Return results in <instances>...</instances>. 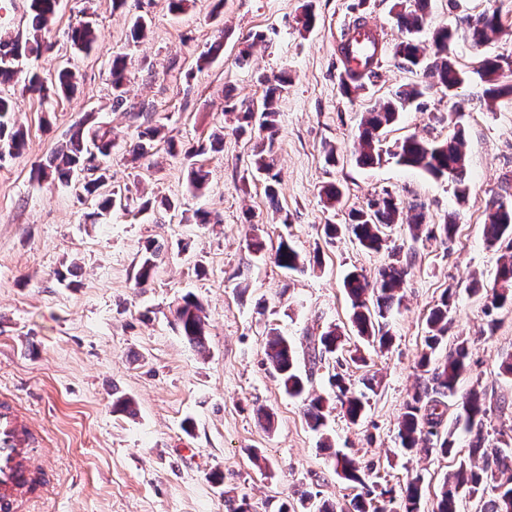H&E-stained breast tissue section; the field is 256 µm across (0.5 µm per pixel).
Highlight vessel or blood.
I'll return each mask as SVG.
<instances>
[{
  "label": "vessel or blood",
  "mask_w": 512,
  "mask_h": 512,
  "mask_svg": "<svg viewBox=\"0 0 512 512\" xmlns=\"http://www.w3.org/2000/svg\"><path fill=\"white\" fill-rule=\"evenodd\" d=\"M376 32L372 26L367 35L348 38L350 56H382L384 48ZM42 445L32 418L12 397L0 394V512H27L52 487L53 473L39 452Z\"/></svg>",
  "instance_id": "obj_1"
}]
</instances>
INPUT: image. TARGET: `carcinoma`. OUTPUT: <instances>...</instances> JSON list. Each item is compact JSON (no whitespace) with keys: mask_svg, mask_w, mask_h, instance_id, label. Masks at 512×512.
I'll return each instance as SVG.
<instances>
[{"mask_svg":"<svg viewBox=\"0 0 512 512\" xmlns=\"http://www.w3.org/2000/svg\"><path fill=\"white\" fill-rule=\"evenodd\" d=\"M60 0H31L30 19L33 30L32 39L23 43L9 39H0V86L19 89V93L37 95L45 101L59 94H68L75 90L77 78L68 68H61L54 77L47 79L38 72H29L20 77L14 70L15 58L22 54L41 57L43 52L51 49L39 39V33L47 29L53 22L59 8ZM427 0H419V9L403 11L396 14V23L404 39L395 46L394 57L400 60L402 67L410 68L423 59L428 74L437 85L453 95V89L470 79V75L454 65L450 58V47L455 38V31L441 27L433 33L431 44L427 45L420 39L425 26ZM501 29L499 15L494 11L485 12L483 23L473 28L468 39L472 46L481 49L489 41L490 36ZM71 46L80 52H89L99 46L96 27L83 22L71 31ZM480 82L487 85L485 94L492 98L512 97V82L503 81V68L500 57L486 56L481 60L480 69L476 71ZM112 86V108L117 110L125 105V85L127 81L126 57L115 56L109 71ZM377 77L373 61H368L362 70L346 69L341 77V90L350 96L365 85V80ZM288 86V74L281 72L274 80L267 82L263 98L257 108L248 104L240 110L241 122L235 131L243 135L255 132L259 142L255 146L253 165L259 174H267L270 164L267 155L273 150L278 133L277 102ZM427 90L423 84H412L394 94V97L380 102L364 113L359 128V151L357 163L370 166L382 160V136L385 130L394 124L401 111L408 105L422 98ZM14 94H0V162L8 157L18 155L25 146L24 134L16 126L14 119ZM75 131L64 148L52 155L48 164L35 170L37 178L55 176L69 184L85 171L86 162L91 157L99 160L112 155L114 138L110 129L102 126L85 127V122L78 121ZM164 126H139L136 130V141L132 145V154L136 159H147L151 156V143L160 137ZM223 136L216 134L210 144L197 143L186 149L183 156L189 160V180L195 192L200 193L207 187L208 172L203 166L196 165L192 159L205 155L208 149L221 144ZM393 157L405 166L420 169L434 178H449L455 183L458 197L466 196L468 186L465 182L466 156L464 151V132L455 130L442 141H425L409 136L397 143ZM111 176L109 170L102 166L95 167V172L83 179L82 188L89 195L98 194L101 187L108 184ZM380 209L374 216H366L358 210L351 214L350 223L343 226L325 225V234L335 237L345 230L351 233L358 244L369 251H380L385 245L384 229L397 223L403 209L414 212L413 223L423 221V205L411 203L403 206V202L389 192L379 195ZM127 209L122 203L120 191L112 189L99 194L97 208L88 215L92 221L112 212L114 208ZM502 239L512 240V205L504 202L498 204L488 216L487 241L493 246ZM159 248L152 242H146L138 260L135 281L140 287L153 280L155 275ZM276 264L289 271H299L304 266L300 254L287 241L279 242L275 250ZM412 257L403 261L389 263L378 272L374 283L356 271L346 275L343 287L352 305V323L363 339L381 348L391 340L386 330L385 319L394 304L400 303V290L408 269L411 268ZM512 306V254L502 257L495 285L486 309H501ZM175 321L182 336L196 347L204 346L206 321L202 305L196 296L186 294L174 312ZM453 324L451 306L448 296H443L428 318V335L425 336L427 351L419 359V368L423 374V382L415 390L411 399L405 404L398 427V438L402 449L406 452L422 450L426 453L435 451L443 457L456 454L454 442L439 436L438 428L442 425L447 411V399L457 393L460 378L467 372L469 364L468 340L460 339L448 349V355L442 361L433 357V353L444 342L448 329ZM345 336L338 329L327 331L320 338L321 347L313 349L311 363L317 364L328 354H332L343 345ZM266 359L279 376L284 391L299 397L305 392V382L297 368V358L293 344L288 337L272 328L268 332L266 342ZM334 386L338 389L341 408L345 415L354 423L363 416L365 396L350 392L343 375H333ZM486 397L476 389L470 390L462 399L461 412L456 417V424L474 433L469 445V456L473 463L460 464L457 470L448 474L437 495L435 512H460L459 492L465 491L469 498L480 503L479 512H512V475L497 480L496 472L507 466L508 455L505 449L512 446V434L498 431L495 442H490L483 434L481 418L486 414ZM330 411L325 399L320 396L308 400L306 417L312 430H322ZM334 469L343 479L351 482L358 490L354 498L355 512H387V508L374 505L376 499L382 502H393L392 490H377V486L367 482L368 467L362 466L354 458L340 453H331ZM421 498V479L417 478L407 484L402 498L401 512H419Z\"/></svg>","mask_w":512,"mask_h":512,"instance_id":"1","label":"carcinoma"}]
</instances>
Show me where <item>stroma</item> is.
Instances as JSON below:
<instances>
[{
	"label": "stroma",
	"instance_id": "obj_1",
	"mask_svg": "<svg viewBox=\"0 0 512 512\" xmlns=\"http://www.w3.org/2000/svg\"><path fill=\"white\" fill-rule=\"evenodd\" d=\"M305 0H189L174 15L167 0H61L45 38L53 46L40 67H71L79 77L74 93L43 102L17 96L15 120L26 133L23 151L0 164V390L13 393L43 431V456L53 469L55 492L31 512H227L226 501L248 512H279L301 494L319 493L354 512V490L330 458L339 449L360 463H374L380 487L402 494L422 477L419 512H433L436 493L450 471L468 462L469 434L454 430L460 395L486 394L483 430L512 429V377L499 364L512 352V307L487 313L490 290L505 243L489 245L485 224L493 199L512 196V98L488 99L479 81L457 95L465 109L469 193L458 199L453 183L399 165L391 156L366 167L355 161L363 113L404 87L422 82L402 68L393 49L402 38L395 14L416 9V0H314L316 22L303 29ZM496 11L502 29L485 50L455 40L451 57L460 67H478L483 54L512 58V0H429L421 33L453 23L455 16ZM148 15L144 41L130 37L133 20ZM376 25L386 51L379 76L345 97L336 42L354 19ZM92 20L100 33L98 52L70 46L72 26ZM263 42H254L255 34ZM223 39L222 54L198 67L201 52ZM248 58H240L244 45ZM126 56V103L112 107L109 68ZM287 73L290 85L278 104L273 148L278 206L265 195L263 178L252 176V150L224 112L258 99L263 79ZM448 94L433 87L402 112L385 138L386 147L414 135L448 136ZM164 125L178 144L191 146L223 132L221 152L201 156L209 173L204 194H193L182 156L166 142L154 145L152 164L132 162L129 147L140 110ZM111 128L117 149L109 162L113 187L127 211L90 224L93 199L34 171L67 141L82 117ZM334 145L344 161L332 166L324 148ZM336 183L343 195L326 208L319 191ZM391 192L424 206L418 229H387L386 250L373 252L347 236L328 239L324 227L348 223L372 196ZM178 201L166 210L164 199ZM151 201L140 211L142 201ZM212 221L196 223V210ZM456 215L452 241L440 226ZM265 243L254 252L253 237ZM287 240L305 260L289 272L274 251ZM160 249L151 284L138 287L135 265L146 241ZM414 254L404 298L388 317L386 348L363 343L351 322L342 286L356 270L374 279L388 263V248ZM69 272L59 281L58 272ZM482 290H469L471 281ZM194 294L207 314L205 351L181 336L174 309ZM449 296L455 322L449 339L468 337L470 370L448 400L443 430L452 431L457 455L406 453L397 439L404 405L422 381L417 362L425 348L426 319ZM294 344L298 368L309 378L310 395L324 397L331 414L324 432L313 431L302 399L285 393L267 363L269 328ZM336 327L346 335L341 354L311 364L320 338ZM359 362H352L354 353ZM342 373L347 386L364 390L373 381L364 416L350 422L329 378ZM132 398L134 413L117 412V397ZM275 417L263 428L258 410ZM330 448H322V441Z\"/></svg>",
	"mask_w": 512,
	"mask_h": 512
}]
</instances>
